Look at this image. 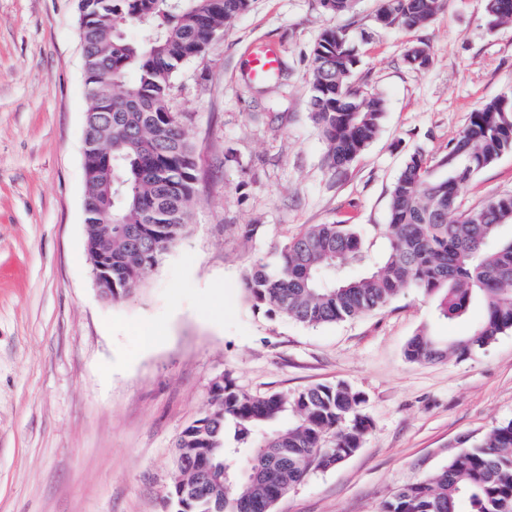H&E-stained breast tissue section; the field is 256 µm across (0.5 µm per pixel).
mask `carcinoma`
I'll use <instances>...</instances> for the list:
<instances>
[{"instance_id":"obj_1","label":"carcinoma","mask_w":512,"mask_h":512,"mask_svg":"<svg viewBox=\"0 0 512 512\" xmlns=\"http://www.w3.org/2000/svg\"><path fill=\"white\" fill-rule=\"evenodd\" d=\"M445 0H382L386 27L427 25ZM250 0H84L78 5L84 74L102 88L87 113L112 148V167L84 169L91 266L112 268V300L139 289L145 274L185 235L195 192L197 151L169 101L174 76L204 54ZM491 22L512 23V0H484ZM431 60L419 42L405 55ZM357 63L346 34L326 30L313 51L312 118L326 144L325 164L341 169L374 140L386 102L352 86ZM512 152V99L490 100L469 120L432 177L412 153L390 190L384 259L371 264L352 224H316L245 277L255 309L308 327L344 322L385 307L405 288L437 299L440 321L479 303L483 318L467 336L443 341L423 330L405 355L418 361L466 359L512 330V196L459 211L462 182ZM110 201L112 245L99 204ZM215 403L177 442L175 512H272L274 503L325 458L355 455L371 422L363 396L346 383L254 396L229 377ZM383 512H512V420L500 424L435 474L398 490Z\"/></svg>"}]
</instances>
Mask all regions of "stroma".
Wrapping results in <instances>:
<instances>
[{"instance_id": "1", "label": "stroma", "mask_w": 512, "mask_h": 512, "mask_svg": "<svg viewBox=\"0 0 512 512\" xmlns=\"http://www.w3.org/2000/svg\"><path fill=\"white\" fill-rule=\"evenodd\" d=\"M380 6L336 15L320 0H251L180 70L171 106L198 150L189 231L136 294L109 302L85 245L77 0H0V512H171L176 440L222 374L253 395L343 382L364 397L361 450L273 512H382L512 420V331L465 360L405 356L421 328L467 335L480 305L440 322L434 300L407 288L378 312L307 327L246 298L249 268L313 224L356 225L381 259L409 155L444 176L436 162L470 113L512 93V24L491 26L483 0H446L413 30L377 27ZM330 27L355 49L354 86L387 103L377 138L337 170L310 112L312 54ZM271 42L282 82L252 83L248 57ZM418 42L432 50L422 70L404 62ZM510 194L512 153L461 186L459 208ZM243 224L252 238L235 233Z\"/></svg>"}]
</instances>
